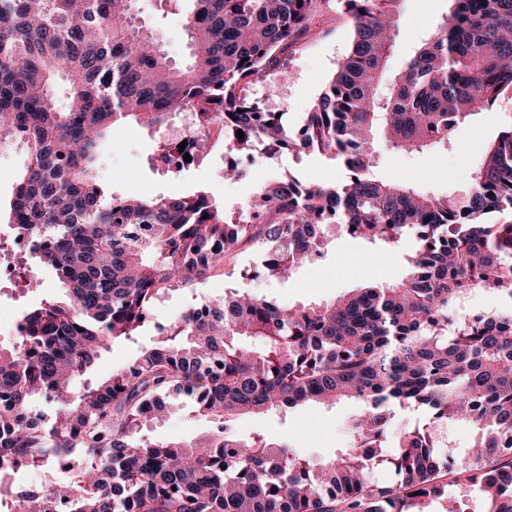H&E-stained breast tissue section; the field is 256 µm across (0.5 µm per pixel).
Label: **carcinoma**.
<instances>
[{"label":"carcinoma","instance_id":"obj_1","mask_svg":"<svg viewBox=\"0 0 512 512\" xmlns=\"http://www.w3.org/2000/svg\"><path fill=\"white\" fill-rule=\"evenodd\" d=\"M191 2L190 60L174 67L136 25L133 0H0V142L27 148L5 231L30 238V258L59 287L0 343V458L41 467L84 449L65 486L0 498L11 512H465L448 507L452 475L483 512H512V221L483 222L512 212V126L461 197L372 175L377 133L392 150L436 151L512 88V0H449L389 78L405 0H341L350 46L298 135L250 87L287 77L284 55L310 30L316 0ZM185 111L201 128L220 114L224 142L242 155L303 145L347 179L271 182L238 214L204 192L105 196L99 148L113 128H160ZM336 229L391 248L412 236L409 273L298 308L230 288L160 327L108 378L71 387L153 320L160 291L205 279L247 244L282 280L323 256ZM476 291L501 306L457 316ZM181 395L213 421L210 434L144 438ZM344 400L361 408L353 444L328 460L234 432L242 415ZM39 402L54 405L51 422ZM399 408L427 422L411 428ZM459 423L477 430L475 443L441 451L437 428ZM384 459L398 479L382 486L370 473Z\"/></svg>","mask_w":512,"mask_h":512}]
</instances>
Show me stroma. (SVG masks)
Listing matches in <instances>:
<instances>
[{
	"label": "stroma",
	"instance_id": "stroma-1",
	"mask_svg": "<svg viewBox=\"0 0 512 512\" xmlns=\"http://www.w3.org/2000/svg\"><path fill=\"white\" fill-rule=\"evenodd\" d=\"M189 5L187 0H136L134 14L148 32L159 41L170 60L184 63L189 48L182 26ZM448 11V0H405L397 26V51L392 67H399L420 38ZM352 37L337 0H322L313 16L311 30L298 46L288 49L287 83L271 88L269 81L258 80L252 86L254 97L275 112L287 115L288 125L300 127L345 56ZM512 126V89L503 91L494 105L459 125L450 142L439 154L396 152L380 148L374 175L384 181L412 185L436 194L457 195L468 190L483 151L501 130ZM165 129L124 124L114 131L111 141L100 152V176L105 193L117 196L157 197L205 192L219 205L233 210L245 203L266 182L289 175L309 185L343 183V168L323 155L285 150L272 156L257 154L245 164L244 174L225 183L221 171L226 163L222 141H212L209 152L195 167L172 174L157 167L156 154L165 141ZM378 245L337 232L322 258L298 268L286 281L255 273L259 261L254 249L241 251L226 260L223 268L198 284L166 290L153 305L154 321L138 333L136 342L117 341L101 353L86 374V381L108 377L112 370L135 358L141 347L158 339L159 326L187 308L222 296L225 289H241L291 306L324 303L340 294L365 285L399 282L409 271L408 258L414 250L411 236H403L398 246L389 249L381 261H372ZM42 287L0 288V316L21 315L55 295L56 279L46 269H39ZM360 407L343 401L332 407L303 406L287 414L269 413L240 418L234 424L244 437L261 434L313 460H323L351 447L349 426ZM213 427L207 416L185 406L163 426L151 430V437L163 440L192 441L209 434Z\"/></svg>",
	"mask_w": 512,
	"mask_h": 512
}]
</instances>
